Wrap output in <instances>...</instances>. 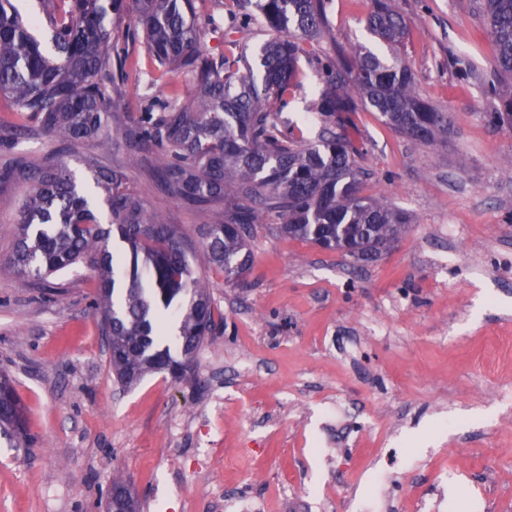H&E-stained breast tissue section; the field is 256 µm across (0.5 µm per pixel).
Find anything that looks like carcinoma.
I'll return each mask as SVG.
<instances>
[{
    "label": "carcinoma",
    "mask_w": 512,
    "mask_h": 512,
    "mask_svg": "<svg viewBox=\"0 0 512 512\" xmlns=\"http://www.w3.org/2000/svg\"><path fill=\"white\" fill-rule=\"evenodd\" d=\"M236 2L238 29L259 19L274 33L260 47L259 76L249 68L240 72L239 57L214 58L202 50L195 0H111L113 12H135L151 62L178 72L186 84L163 100L144 98L140 120L125 133L126 147L133 153L160 148L158 180L180 202L224 201V223L206 224L203 231L207 260L228 281L246 270L248 242L269 215L279 220L280 235L358 261L391 248L409 218L362 193L365 172L355 161L350 114L362 103L397 133L434 142L448 134V113L421 98L413 71L402 62L365 47L341 49L334 60L310 55L304 43L327 28V0ZM51 7L49 54L19 6L0 0V96L12 99L51 140L65 147L93 140L109 151L107 117L130 66L118 49L126 34L108 29L98 0H60ZM481 10L496 46L484 86L499 99L487 119L512 129V90L498 93L512 85V0H482ZM366 24L393 50L408 35L393 0H372ZM303 56L318 87L308 115L291 127L281 114L302 85ZM315 120L324 127L311 141L304 130ZM89 168L108 207L107 226L63 160L42 166L18 159L4 169L0 180L29 185L7 265L37 281L75 265L90 268L97 274L96 311L117 382L130 388L162 371L183 378L189 359L216 330L210 289L196 276L176 226L124 188V172L97 161ZM114 234L126 251L110 249ZM161 310L180 319L173 337ZM173 348L180 357L172 356ZM0 428L15 437L24 428L21 400L3 371Z\"/></svg>",
    "instance_id": "cac0c4a2"
}]
</instances>
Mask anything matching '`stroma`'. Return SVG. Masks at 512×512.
Instances as JSON below:
<instances>
[{"instance_id":"35a3bbf8","label":"stroma","mask_w":512,"mask_h":512,"mask_svg":"<svg viewBox=\"0 0 512 512\" xmlns=\"http://www.w3.org/2000/svg\"><path fill=\"white\" fill-rule=\"evenodd\" d=\"M481 0H394L409 36L399 57L418 93L447 112V139L403 137L375 112L353 113L363 192L409 217L400 241L369 261L279 235L275 217L249 241L252 262L229 281L205 254L202 227L223 203L177 202L153 176L159 153L123 143L147 96L178 74L139 60L109 117L103 164L162 213L210 285L217 329L192 375L116 383L94 314V274L36 282L0 272V368L26 412L29 443L0 435V512H104L115 477L143 512H512V130L490 124L482 84L496 47ZM203 50L231 56L235 0H196ZM371 0H330L308 51H390L367 30ZM476 74L459 78L453 61ZM0 98V148L45 161L48 138ZM26 185L0 184V257L13 248Z\"/></svg>"}]
</instances>
